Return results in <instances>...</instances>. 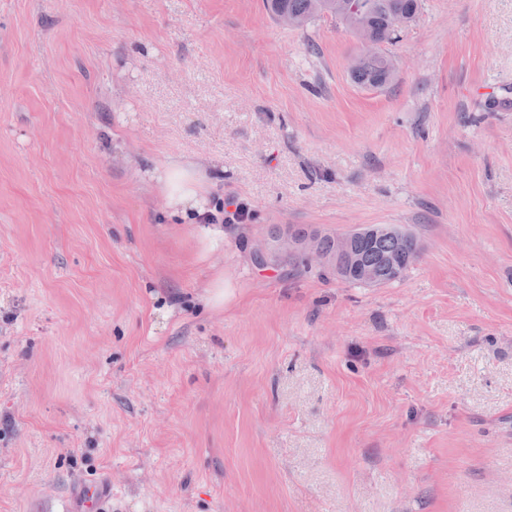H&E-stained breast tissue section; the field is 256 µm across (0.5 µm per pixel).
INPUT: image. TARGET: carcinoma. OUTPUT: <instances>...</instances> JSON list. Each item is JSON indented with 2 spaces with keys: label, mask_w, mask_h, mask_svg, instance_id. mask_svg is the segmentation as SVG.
Instances as JSON below:
<instances>
[{
  "label": "carcinoma",
  "mask_w": 512,
  "mask_h": 512,
  "mask_svg": "<svg viewBox=\"0 0 512 512\" xmlns=\"http://www.w3.org/2000/svg\"><path fill=\"white\" fill-rule=\"evenodd\" d=\"M365 12L368 30L375 38L388 36L387 20L391 12L400 10L416 19L421 9V0H358ZM326 0H266V7L273 17L286 13L303 27L313 18L327 15ZM354 78L361 84L381 87L391 78L388 56L379 53L361 59L352 70ZM317 245L326 257V266L339 278L361 283L357 268L372 269L384 285L397 281L419 257L420 245L417 237L394 225L374 224L356 229L348 235L346 246L340 247L336 236L314 231Z\"/></svg>",
  "instance_id": "1"
}]
</instances>
